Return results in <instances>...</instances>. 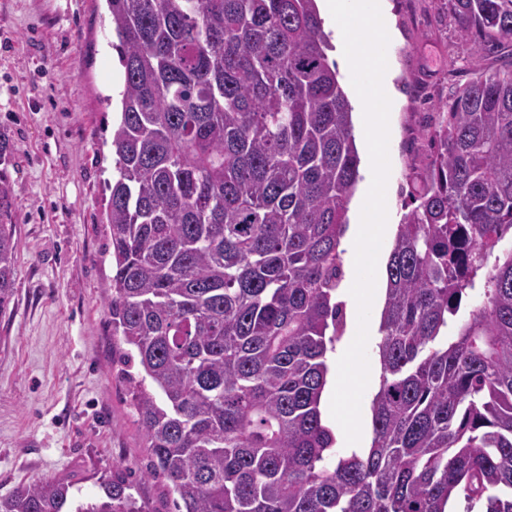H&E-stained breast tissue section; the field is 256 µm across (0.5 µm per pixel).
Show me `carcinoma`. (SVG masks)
I'll use <instances>...</instances> for the list:
<instances>
[{
  "instance_id": "obj_1",
  "label": "carcinoma",
  "mask_w": 512,
  "mask_h": 512,
  "mask_svg": "<svg viewBox=\"0 0 512 512\" xmlns=\"http://www.w3.org/2000/svg\"><path fill=\"white\" fill-rule=\"evenodd\" d=\"M105 2L123 71L106 309L177 512H445L460 495L512 512V68L443 106L388 259L371 447L340 454L320 403L360 157L316 0ZM447 4L461 37L512 40V0ZM0 164L3 314L2 139ZM100 488L43 479L0 512H147L121 467Z\"/></svg>"
}]
</instances>
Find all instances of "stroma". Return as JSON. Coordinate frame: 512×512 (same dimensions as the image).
I'll return each instance as SVG.
<instances>
[{"mask_svg":"<svg viewBox=\"0 0 512 512\" xmlns=\"http://www.w3.org/2000/svg\"><path fill=\"white\" fill-rule=\"evenodd\" d=\"M394 91L388 222L398 226L430 154L439 105L512 64V44L477 50L440 0H387ZM104 0H0V132L18 205L14 295L0 316V496L70 476L80 495L121 465L149 512H175L121 378L104 304L112 293L105 188L123 73Z\"/></svg>","mask_w":512,"mask_h":512,"instance_id":"35a3bbf8","label":"stroma"}]
</instances>
